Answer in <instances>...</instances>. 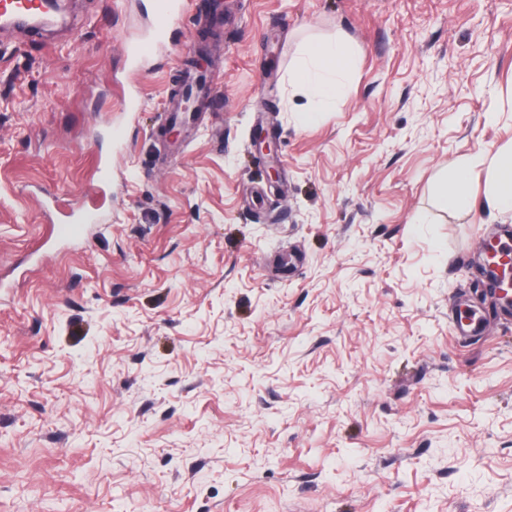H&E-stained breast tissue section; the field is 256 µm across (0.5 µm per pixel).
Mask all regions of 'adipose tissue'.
<instances>
[{
    "mask_svg": "<svg viewBox=\"0 0 512 512\" xmlns=\"http://www.w3.org/2000/svg\"><path fill=\"white\" fill-rule=\"evenodd\" d=\"M350 69V54L343 42H324L311 48L307 60L296 74L298 84L313 96L325 101L335 99ZM476 157L467 156L456 164L452 181L442 183L439 192L442 208L468 211L475 203L470 193V178ZM491 210L512 212V146L498 158L491 169V182L486 195Z\"/></svg>",
    "mask_w": 512,
    "mask_h": 512,
    "instance_id": "ef3b65f1",
    "label": "adipose tissue"
}]
</instances>
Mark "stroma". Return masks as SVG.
I'll use <instances>...</instances> for the list:
<instances>
[{
    "label": "stroma",
    "instance_id": "obj_1",
    "mask_svg": "<svg viewBox=\"0 0 512 512\" xmlns=\"http://www.w3.org/2000/svg\"><path fill=\"white\" fill-rule=\"evenodd\" d=\"M153 2L0 30V512H512V309L474 264L512 230V0H192L130 60ZM339 38L325 104L292 75ZM203 42L219 95L173 139ZM50 194L101 222L57 242ZM491 168V182L486 201L489 208L500 213L512 212V145L502 150ZM480 161L479 157L467 156L456 163L455 176L448 183L444 181L440 187L439 198L443 209L468 211L474 208L470 193V178L472 167ZM456 336L466 339L478 335L482 331V318L469 310L459 311L453 319Z\"/></svg>",
    "mask_w": 512,
    "mask_h": 512
}]
</instances>
